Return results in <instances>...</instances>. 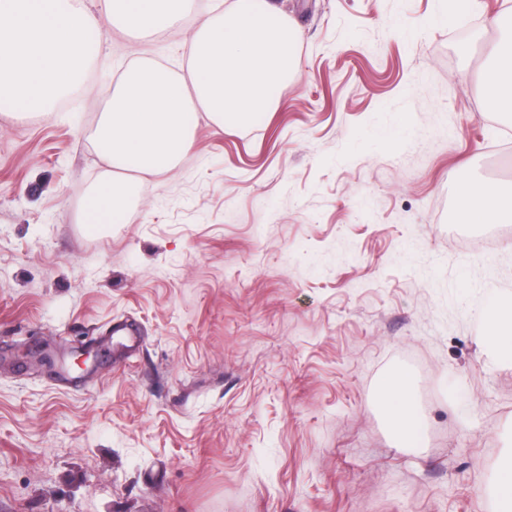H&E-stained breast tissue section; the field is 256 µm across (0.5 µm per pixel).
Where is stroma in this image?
Wrapping results in <instances>:
<instances>
[{"label":"stroma","mask_w":512,"mask_h":512,"mask_svg":"<svg viewBox=\"0 0 512 512\" xmlns=\"http://www.w3.org/2000/svg\"><path fill=\"white\" fill-rule=\"evenodd\" d=\"M228 2L104 33L72 99L0 114V512H494L512 363L483 322L512 299V221L456 214L462 184L512 181L480 84L506 0H276L298 35L278 106L201 121L88 231L98 106L135 59L184 71ZM397 373L417 448L381 406Z\"/></svg>","instance_id":"35a3bbf8"}]
</instances>
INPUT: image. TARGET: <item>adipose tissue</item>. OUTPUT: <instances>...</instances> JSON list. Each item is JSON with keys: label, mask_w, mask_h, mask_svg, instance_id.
I'll return each mask as SVG.
<instances>
[{"label": "adipose tissue", "mask_w": 512, "mask_h": 512, "mask_svg": "<svg viewBox=\"0 0 512 512\" xmlns=\"http://www.w3.org/2000/svg\"><path fill=\"white\" fill-rule=\"evenodd\" d=\"M101 14L84 0H0V111L47 112L68 94L97 56L101 21L113 30L157 32L177 23L193 0H101ZM501 36L490 50L481 83L496 105L512 109V10L495 17ZM297 32L271 0H231L186 41L187 71L149 59L122 73L101 109L92 140L108 170L84 199L81 223H123L139 182L175 168L188 153L200 119L247 127L278 102L288 84ZM512 218V182L462 185L457 219L493 224ZM486 344L512 362V302L492 303ZM383 408L398 437L420 441L419 417L407 376L381 384Z\"/></svg>", "instance_id": "1"}]
</instances>
